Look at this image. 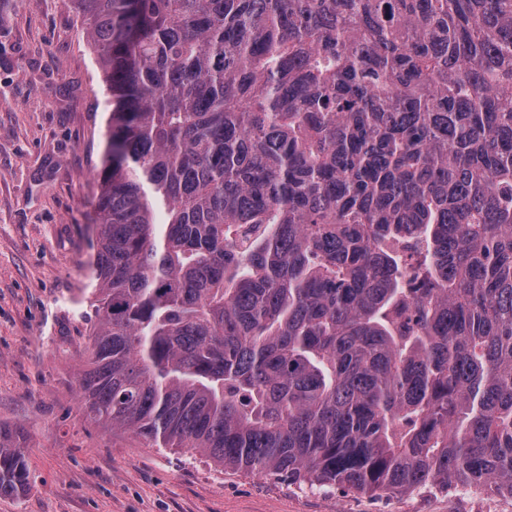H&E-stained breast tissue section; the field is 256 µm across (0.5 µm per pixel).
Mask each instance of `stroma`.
I'll use <instances>...</instances> for the list:
<instances>
[{
  "label": "stroma",
  "mask_w": 512,
  "mask_h": 512,
  "mask_svg": "<svg viewBox=\"0 0 512 512\" xmlns=\"http://www.w3.org/2000/svg\"><path fill=\"white\" fill-rule=\"evenodd\" d=\"M110 107L71 0H0V428L29 471L0 512H512V496L289 485L89 419L94 224Z\"/></svg>",
  "instance_id": "35a3bbf8"
}]
</instances>
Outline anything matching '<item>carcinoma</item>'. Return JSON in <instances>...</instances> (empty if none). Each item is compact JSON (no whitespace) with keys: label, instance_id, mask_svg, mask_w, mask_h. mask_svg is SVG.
Segmentation results:
<instances>
[{"label":"carcinoma","instance_id":"carcinoma-1","mask_svg":"<svg viewBox=\"0 0 512 512\" xmlns=\"http://www.w3.org/2000/svg\"><path fill=\"white\" fill-rule=\"evenodd\" d=\"M73 2L112 106L87 416L512 495V0Z\"/></svg>","mask_w":512,"mask_h":512}]
</instances>
